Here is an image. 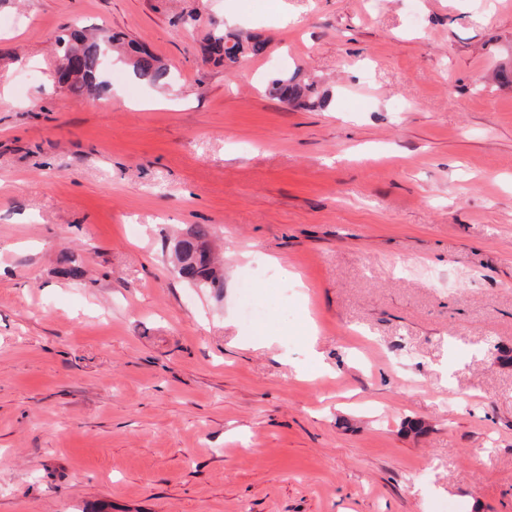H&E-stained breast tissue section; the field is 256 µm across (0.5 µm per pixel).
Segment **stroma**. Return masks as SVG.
<instances>
[{
	"mask_svg": "<svg viewBox=\"0 0 512 512\" xmlns=\"http://www.w3.org/2000/svg\"><path fill=\"white\" fill-rule=\"evenodd\" d=\"M76 24L174 82L116 58L90 106ZM511 62L512 0H0V512H512ZM206 49L214 62L226 66L240 64V60L258 57L266 53L268 43L258 36L243 31H227L212 26L205 38ZM128 47L129 50H124V54L130 61L128 64L138 80L152 86L169 84L171 72L166 64L132 42L128 44ZM266 92L293 108L314 110L328 106V97L317 90L315 81L300 77L296 70L291 75L276 73L267 80ZM212 235L209 225L199 224L190 230L186 239L178 241L175 246L176 274L193 288L207 290L223 286L222 278L213 270L212 256L209 254L206 262L197 257L200 249L208 250Z\"/></svg>",
	"mask_w": 512,
	"mask_h": 512,
	"instance_id": "stroma-1",
	"label": "stroma"
}]
</instances>
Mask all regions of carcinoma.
<instances>
[{"label":"carcinoma","mask_w":512,"mask_h":512,"mask_svg":"<svg viewBox=\"0 0 512 512\" xmlns=\"http://www.w3.org/2000/svg\"><path fill=\"white\" fill-rule=\"evenodd\" d=\"M62 54L61 72L72 74V80H63L76 94L89 95L105 87L101 80L104 54H112L116 39L112 36L91 35L87 30H72L56 37ZM206 49L214 62L224 66H235L240 61L266 53V40L243 31H227L212 26L205 36ZM125 57L135 77L152 86H164L171 80V72L158 57L128 44ZM79 62V70L72 71L73 62ZM266 92L281 102L299 109L314 110L328 106L326 94L317 90L314 81L300 77V71L288 75L276 73L267 80ZM213 231L210 226L199 224L190 230L187 238L175 246L176 274L190 286L200 290L220 288L222 278L213 270V258L203 261L198 258L201 249L208 248Z\"/></svg>","instance_id":"cac0c4a2"}]
</instances>
